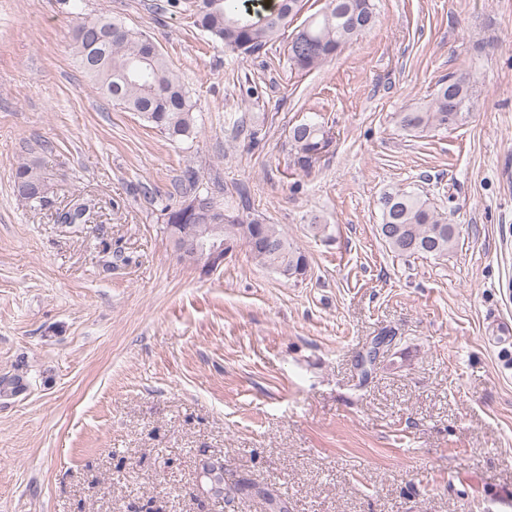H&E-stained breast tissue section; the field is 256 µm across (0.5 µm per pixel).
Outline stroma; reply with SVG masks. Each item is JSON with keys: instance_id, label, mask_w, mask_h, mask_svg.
Segmentation results:
<instances>
[{"instance_id": "stroma-1", "label": "stroma", "mask_w": 512, "mask_h": 512, "mask_svg": "<svg viewBox=\"0 0 512 512\" xmlns=\"http://www.w3.org/2000/svg\"><path fill=\"white\" fill-rule=\"evenodd\" d=\"M189 3L0 0V512H271L267 491L285 512H512V343L494 339L512 325V0H374L375 24L309 72L288 47L324 0L249 56ZM81 14L156 43L197 103L189 139L84 77ZM462 71L466 124L400 129ZM306 119L332 137L307 171L288 143ZM29 160L42 208L15 189ZM189 168L282 225L307 274L242 246L208 275L178 261L164 208ZM398 188L456 225L446 258L380 240ZM78 195L88 223H54ZM210 460L248 490L215 500Z\"/></svg>"}]
</instances>
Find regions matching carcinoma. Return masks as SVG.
Instances as JSON below:
<instances>
[{"label": "carcinoma", "mask_w": 512, "mask_h": 512, "mask_svg": "<svg viewBox=\"0 0 512 512\" xmlns=\"http://www.w3.org/2000/svg\"><path fill=\"white\" fill-rule=\"evenodd\" d=\"M303 8V0H247L238 6L231 0H198L193 24L225 48L250 55L260 51L288 26ZM375 22L370 0H326L288 49L290 64L300 70L320 67L344 44ZM73 49L79 68L115 105L136 112L172 141L193 135L196 102L157 45L142 33L105 16H83L74 30ZM474 108L471 74L460 72L438 83L432 97L419 108L397 113V124L406 132L458 126ZM300 168L308 170L320 158L330 138L315 120L294 126L289 134ZM192 195L169 210L167 223L184 224L200 237L210 224L224 225V237L243 241L260 236L264 247H248L252 259L286 279H296L307 270L305 254L288 240L280 225L261 217L232 215L207 188L199 185L196 171L185 172ZM18 195L31 205H47V186L34 162L19 165L15 172ZM379 236L396 254L407 258L445 257L456 243L455 225L447 223L428 198L397 189L382 193ZM89 205L76 201L55 212L54 223L77 226L87 223ZM392 231H384L385 225ZM203 477L209 491L224 498V464L206 462Z\"/></svg>", "instance_id": "cac0c4a2"}]
</instances>
